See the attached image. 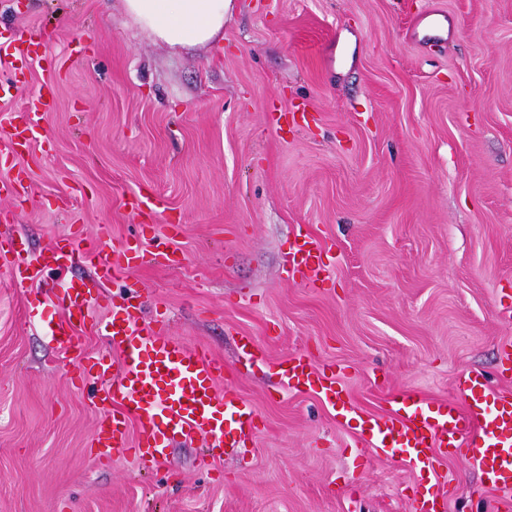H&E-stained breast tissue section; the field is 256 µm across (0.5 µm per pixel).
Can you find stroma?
Here are the masks:
<instances>
[{
  "mask_svg": "<svg viewBox=\"0 0 512 512\" xmlns=\"http://www.w3.org/2000/svg\"><path fill=\"white\" fill-rule=\"evenodd\" d=\"M41 36L22 70L0 63V241L33 257L80 233L110 246L165 241L177 265L102 285L83 350L112 305L224 362L259 414L240 456L209 465L205 439L157 469L98 457L95 387L81 352L49 342L56 275L16 287L0 265V512H412L426 477L358 442L314 392L281 388L278 362L331 368L359 412L414 390L455 398L481 371L512 392V0H238L215 45L177 53L122 0H0V38ZM41 93L28 148L10 119ZM325 245L316 280L283 270L289 244ZM252 336L267 362H243ZM447 512H496L448 456Z\"/></svg>",
  "mask_w": 512,
  "mask_h": 512,
  "instance_id": "obj_1",
  "label": "stroma"
}]
</instances>
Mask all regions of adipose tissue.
<instances>
[{
    "label": "adipose tissue",
    "instance_id": "adipose-tissue-1",
    "mask_svg": "<svg viewBox=\"0 0 512 512\" xmlns=\"http://www.w3.org/2000/svg\"><path fill=\"white\" fill-rule=\"evenodd\" d=\"M127 16L156 41L174 50L217 44L235 0H123Z\"/></svg>",
    "mask_w": 512,
    "mask_h": 512
}]
</instances>
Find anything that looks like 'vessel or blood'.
I'll list each match as a JSON object with an SVG mask.
<instances>
[{
  "label": "vessel or blood",
  "instance_id": "vessel-or-blood-1",
  "mask_svg": "<svg viewBox=\"0 0 512 512\" xmlns=\"http://www.w3.org/2000/svg\"><path fill=\"white\" fill-rule=\"evenodd\" d=\"M37 125V113H22L13 127L17 145L35 136ZM324 253L307 234H297L285 266L288 278L310 280L320 270ZM160 256V250L139 237L112 250L77 235L55 246L38 264L21 238L9 240L7 250L0 252L13 283L19 286L40 281L47 265L65 271L81 262L93 268V279H69L55 293L54 303L62 314L44 324L50 340L66 351L82 347L76 327L90 318L98 302L92 280L106 281L158 263ZM97 329L121 353L117 359L87 355L79 367V381L97 385L101 401L108 405L92 440L100 454L122 450L132 454L139 467L149 469L165 460L169 443L178 437L207 438L212 460L222 458L226 449L253 443L258 433L255 407L235 391L216 389L224 375L222 361L140 325L125 303L114 305L111 318ZM277 368L285 388L318 391L337 418L357 421L359 438L367 447L387 459H399L430 479L441 480V459L449 449H463L465 459L480 472L484 487L501 492L499 512H512V396L488 393L482 373H459L456 399L436 401L406 394L395 400L390 414L362 416L346 401L335 375L321 371L310 360L296 355L279 362Z\"/></svg>",
  "mask_w": 512,
  "mask_h": 512
}]
</instances>
